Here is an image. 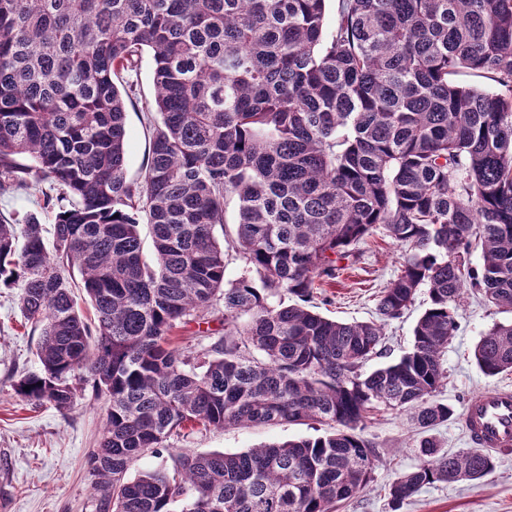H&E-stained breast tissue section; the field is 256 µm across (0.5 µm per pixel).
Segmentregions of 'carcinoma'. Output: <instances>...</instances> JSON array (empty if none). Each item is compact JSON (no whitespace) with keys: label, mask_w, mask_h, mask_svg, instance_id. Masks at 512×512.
I'll use <instances>...</instances> for the list:
<instances>
[{"label":"carcinoma","mask_w":512,"mask_h":512,"mask_svg":"<svg viewBox=\"0 0 512 512\" xmlns=\"http://www.w3.org/2000/svg\"><path fill=\"white\" fill-rule=\"evenodd\" d=\"M326 2L0 0V191L58 187L23 222L0 218V287L19 289L40 336V367L13 390L62 414L79 390L106 399L96 512H335L372 479L370 415L428 430L454 416L436 396L464 290L512 311V0H333L329 29ZM145 53L158 120L138 181L120 79ZM231 205L244 271L228 284L215 232ZM375 229L405 249L379 320L306 307ZM423 288L410 350L364 371ZM220 304L223 335L170 344ZM474 360L512 373V323ZM309 420L334 431L173 452L201 426ZM146 453L172 465L128 477ZM418 457L389 487L392 512L494 469L487 449L430 438Z\"/></svg>","instance_id":"1"}]
</instances>
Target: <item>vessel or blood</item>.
<instances>
[{
    "label": "vessel or blood",
    "instance_id": "b4317fda",
    "mask_svg": "<svg viewBox=\"0 0 512 512\" xmlns=\"http://www.w3.org/2000/svg\"><path fill=\"white\" fill-rule=\"evenodd\" d=\"M469 439L479 448L512 447V387L501 386L473 399L464 414Z\"/></svg>",
    "mask_w": 512,
    "mask_h": 512
}]
</instances>
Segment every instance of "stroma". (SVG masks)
Wrapping results in <instances>:
<instances>
[{
  "mask_svg": "<svg viewBox=\"0 0 512 512\" xmlns=\"http://www.w3.org/2000/svg\"><path fill=\"white\" fill-rule=\"evenodd\" d=\"M152 66L151 56H143L136 71L124 76L135 89L126 122V174L131 180L141 178L148 155L151 134L145 104L154 98ZM360 248L358 268L315 294L312 303L322 315L342 322L376 320V295L396 275L403 250L379 230ZM425 307V294H418L411 310L386 326V350L371 360V367L395 361L410 348L413 326ZM456 314L459 328L443 355L447 378L437 395L454 408L455 416L431 431L451 453L469 447L463 429L467 403L483 392L512 385V373L485 376L473 357L481 335L495 324L512 321V314L485 305L469 290ZM38 342V335L24 326L15 290L0 288V501L6 504L5 512H95L97 492L89 474V453L102 435L107 403L84 396L62 414L20 402L12 384L22 374L38 370ZM327 431V425L313 421L212 428L194 433L186 447L201 453H236ZM364 435L380 452L373 480L363 492L340 503L336 512H393L388 488L417 464L420 434L405 414L382 410L368 420ZM400 512H512V450L499 453L494 470L479 483L426 486Z\"/></svg>",
  "mask_w": 512,
  "mask_h": 512,
  "instance_id": "obj_1",
  "label": "stroma"
}]
</instances>
